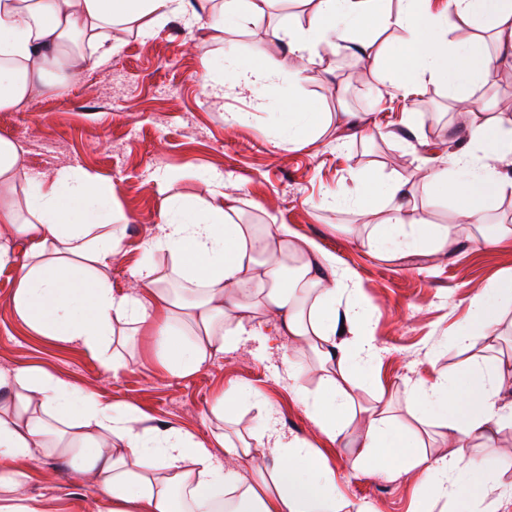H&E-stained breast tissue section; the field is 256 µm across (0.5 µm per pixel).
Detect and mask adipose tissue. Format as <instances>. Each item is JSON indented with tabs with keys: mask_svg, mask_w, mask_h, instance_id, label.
Masks as SVG:
<instances>
[{
	"mask_svg": "<svg viewBox=\"0 0 512 512\" xmlns=\"http://www.w3.org/2000/svg\"><path fill=\"white\" fill-rule=\"evenodd\" d=\"M448 8L444 15L429 13L425 0H318L307 25L286 22L273 34L301 61L295 80L305 78V63L321 43L343 48L357 41L390 89L432 80L462 101L467 88L489 83L496 63L512 62V0H448ZM184 11V0H0V110L34 91H64L68 67L83 59L82 44L104 57L111 53L114 25L152 26ZM452 15L475 38L450 39ZM391 29L405 34L394 52L376 43ZM483 33L495 37L497 58L484 54ZM277 106L287 113L278 148L318 138L323 115L314 102L288 97ZM467 115V142L451 167L426 169L423 180L433 197H453L457 214L472 223L512 189V176L495 167L496 160L512 158V114L473 104ZM235 202L222 181L211 183L200 201L168 198L133 273L136 291L118 294L109 270L123 250L125 227L114 221L111 184L72 167L49 176L30 172L22 147L0 139V224L10 229L0 244V268L16 270L17 318L40 335L84 348L115 372L122 368L110 352L115 326L130 325L132 335L151 338L160 366L178 377L193 375L274 322L317 358L324 395H310L300 373L288 377L320 432L350 449V471L412 477L445 500L448 512H512V495L489 501L478 490L512 469V457L479 456L471 446L512 427V412L499 405L505 387H512V361L486 355L503 304L512 300V277L473 298L454 339L459 348L481 353L456 378L441 374L416 391L419 416L412 427L390 416L385 399L356 406L354 372L372 362L378 348L362 303L336 311V297L353 274L338 271L333 256L287 225L243 223ZM353 203L360 215L376 218L379 254L437 253L448 245V226L411 214L401 180L363 174ZM157 252L171 256V268L153 262ZM173 279L183 294L173 293ZM340 318L349 333L342 341L336 338ZM358 415L364 427L356 434L350 425ZM432 418L446 449L440 457L425 440ZM257 440L271 462L254 467L246 482L236 465L250 458L249 442L219 436V457L195 435L147 427L136 409L63 377L0 368V512H44L40 496L28 491L30 464L40 454L58 458L111 496L109 512H340L336 475L309 442L281 432L270 417ZM461 472L472 476L471 484L457 482Z\"/></svg>",
	"mask_w": 512,
	"mask_h": 512,
	"instance_id": "obj_1",
	"label": "adipose tissue"
}]
</instances>
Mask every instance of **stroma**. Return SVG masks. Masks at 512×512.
Here are the masks:
<instances>
[{
    "instance_id": "35a3bbf8",
    "label": "stroma",
    "mask_w": 512,
    "mask_h": 512,
    "mask_svg": "<svg viewBox=\"0 0 512 512\" xmlns=\"http://www.w3.org/2000/svg\"><path fill=\"white\" fill-rule=\"evenodd\" d=\"M315 8L314 0H276L263 16L230 23L220 33L188 28L180 18L149 27L113 26L106 65L75 68L66 92L0 111V138L24 143L32 172L49 175L74 167L112 182L117 205L131 218L124 255L109 272L119 293L134 285L133 271L165 199L201 196L211 178L227 179L245 222L288 225L334 256L338 268L353 273L381 349L358 400L370 406L376 394H384L392 415L407 421L414 390L438 372L452 375L465 366L469 355L453 336L474 294L512 275V243H476L479 233L512 226V191L485 210L478 228L456 223L452 200L433 199L416 178L418 169L450 166L465 123L463 109L438 82L425 81L409 98L387 93L374 60L323 43L306 81L294 84L288 45L270 32L287 17L307 23ZM255 53L275 65L271 95L291 93L315 101L328 114L316 142L293 151L274 147L281 134L279 112L260 106L254 92L237 85L223 67L227 55ZM208 69L223 81V96L203 89ZM408 112L417 115L410 127L404 123ZM234 113L244 114V121L226 125L225 116ZM369 169L408 181L418 212L450 225L443 254L377 255L372 225L362 222L347 197L358 175ZM333 193L340 196L336 206L314 208V201ZM15 288L13 269H0V368H42L103 400L137 408L152 427L188 431L218 456L224 450L217 435L250 437L270 413L283 433L312 443L350 502L369 512H413L421 506L416 483L385 472H350L345 451L320 434L283 363L293 356L305 385L314 390L321 377L316 358L274 324L189 377L165 373L149 337L117 335L111 351L123 367L114 374L83 348L26 328L14 314ZM236 388L253 392V399L233 418H217L213 407ZM29 491L42 497L45 512H102L107 506L95 486L48 455L33 471Z\"/></svg>"
}]
</instances>
